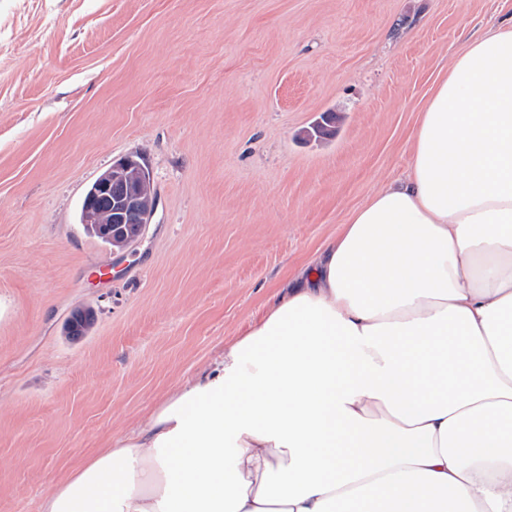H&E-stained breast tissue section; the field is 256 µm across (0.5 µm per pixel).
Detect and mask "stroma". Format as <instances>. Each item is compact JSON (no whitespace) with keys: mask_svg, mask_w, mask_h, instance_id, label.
Masks as SVG:
<instances>
[{"mask_svg":"<svg viewBox=\"0 0 512 512\" xmlns=\"http://www.w3.org/2000/svg\"><path fill=\"white\" fill-rule=\"evenodd\" d=\"M509 22L512 0H0V512H39L221 357L405 174L434 83ZM136 153L157 207L115 250L80 204Z\"/></svg>","mask_w":512,"mask_h":512,"instance_id":"stroma-1","label":"stroma"}]
</instances>
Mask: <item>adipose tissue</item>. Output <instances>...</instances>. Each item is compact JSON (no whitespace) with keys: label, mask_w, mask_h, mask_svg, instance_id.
<instances>
[{"label":"adipose tissue","mask_w":512,"mask_h":512,"mask_svg":"<svg viewBox=\"0 0 512 512\" xmlns=\"http://www.w3.org/2000/svg\"><path fill=\"white\" fill-rule=\"evenodd\" d=\"M300 278L40 512H512V23Z\"/></svg>","instance_id":"ef3b65f1"}]
</instances>
